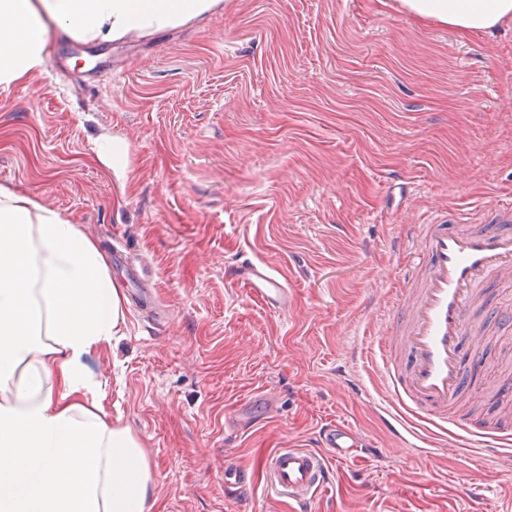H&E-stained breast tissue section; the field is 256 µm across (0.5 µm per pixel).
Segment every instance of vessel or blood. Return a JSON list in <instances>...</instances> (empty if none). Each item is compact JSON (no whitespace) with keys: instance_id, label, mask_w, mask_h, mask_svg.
<instances>
[{"instance_id":"vessel-or-blood-1","label":"vessel or blood","mask_w":512,"mask_h":512,"mask_svg":"<svg viewBox=\"0 0 512 512\" xmlns=\"http://www.w3.org/2000/svg\"><path fill=\"white\" fill-rule=\"evenodd\" d=\"M452 220L459 223L458 231L449 230ZM452 220L439 215L432 223L411 225L410 237L424 271L397 289L396 324L376 332L371 341L353 350L352 357L381 358L385 397L373 408L385 415L389 430L406 433L420 452L437 447L439 438L447 436L456 446L508 449L511 427L484 430L458 418L456 406L461 395L475 387L463 345L481 343L468 313L487 281L512 278V207L499 209V232L464 228L460 214ZM236 280L265 307L287 309L288 289L268 266L246 264ZM321 442L339 458L381 445L340 424L327 425ZM327 479L324 455L307 448L277 449L266 463L268 491L302 508Z\"/></svg>"}]
</instances>
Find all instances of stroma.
Wrapping results in <instances>:
<instances>
[{
	"instance_id": "1",
	"label": "stroma",
	"mask_w": 512,
	"mask_h": 512,
	"mask_svg": "<svg viewBox=\"0 0 512 512\" xmlns=\"http://www.w3.org/2000/svg\"><path fill=\"white\" fill-rule=\"evenodd\" d=\"M45 73L0 90V183L72 215L111 261L122 334L86 359L110 419L140 439L159 512H295L264 486L268 454L319 450L348 423L384 443L328 456L311 512H512V475L463 477L493 449L434 458L388 435L354 343L412 274L406 227L512 201V26L462 38L373 0H224L222 11L110 44L52 34ZM128 148L127 191L96 156ZM266 263L291 305L234 280ZM512 283L489 281L470 362L490 428L512 417ZM267 393L271 408L247 406ZM249 431L224 428L234 412ZM250 491L228 497L227 462Z\"/></svg>"
}]
</instances>
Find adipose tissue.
I'll return each instance as SVG.
<instances>
[{"label":"adipose tissue","instance_id":"1","mask_svg":"<svg viewBox=\"0 0 512 512\" xmlns=\"http://www.w3.org/2000/svg\"><path fill=\"white\" fill-rule=\"evenodd\" d=\"M466 37L512 0H376ZM223 0H0V89L41 75L48 34L109 43L204 19ZM125 324L107 254L67 214L0 184V512H156L141 441L111 422L85 359Z\"/></svg>","mask_w":512,"mask_h":512}]
</instances>
